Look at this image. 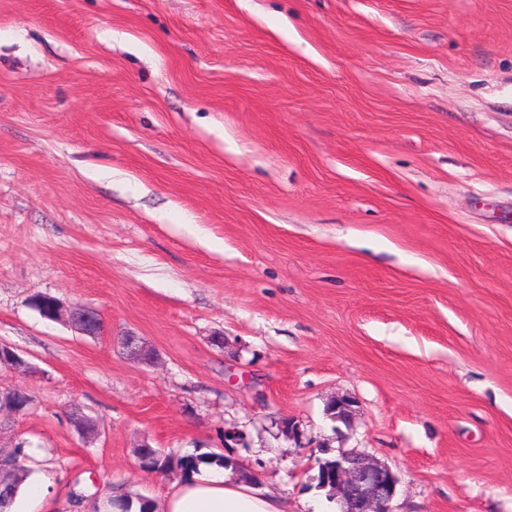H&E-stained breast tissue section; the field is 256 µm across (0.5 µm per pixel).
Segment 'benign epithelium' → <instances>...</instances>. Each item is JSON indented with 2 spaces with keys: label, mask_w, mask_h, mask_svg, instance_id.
<instances>
[{
  "label": "benign epithelium",
  "mask_w": 512,
  "mask_h": 512,
  "mask_svg": "<svg viewBox=\"0 0 512 512\" xmlns=\"http://www.w3.org/2000/svg\"><path fill=\"white\" fill-rule=\"evenodd\" d=\"M45 318L56 320L62 316L83 336L103 333L99 313L90 307L75 304L65 309L49 295L42 296ZM126 353L139 362L153 359V351L134 336L122 338ZM332 418L345 425L352 418V402L337 399L329 406ZM318 483L329 491V497L338 505L339 512H391L390 503L396 493V475L386 465L356 449L340 450L320 462Z\"/></svg>",
  "instance_id": "benign-epithelium-1"
}]
</instances>
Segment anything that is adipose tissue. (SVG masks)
<instances>
[{
	"mask_svg": "<svg viewBox=\"0 0 512 512\" xmlns=\"http://www.w3.org/2000/svg\"><path fill=\"white\" fill-rule=\"evenodd\" d=\"M146 506L150 512H283L276 498L226 480L224 468L215 465L199 466L164 504L150 499Z\"/></svg>",
	"mask_w": 512,
	"mask_h": 512,
	"instance_id": "1",
	"label": "adipose tissue"
}]
</instances>
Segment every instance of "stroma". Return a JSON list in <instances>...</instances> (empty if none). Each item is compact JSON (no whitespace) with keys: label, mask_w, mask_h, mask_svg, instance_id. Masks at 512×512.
<instances>
[{"label":"stroma","mask_w":512,"mask_h":512,"mask_svg":"<svg viewBox=\"0 0 512 512\" xmlns=\"http://www.w3.org/2000/svg\"><path fill=\"white\" fill-rule=\"evenodd\" d=\"M0 345L47 512L163 501L144 444L288 512L352 448L392 512H512V0H0ZM41 298L45 302L44 318L56 320L66 315L71 326L83 336H99L104 332L100 315L95 309L80 304L64 309L60 302L52 296L43 295Z\"/></svg>","instance_id":"35a3bbf8"}]
</instances>
